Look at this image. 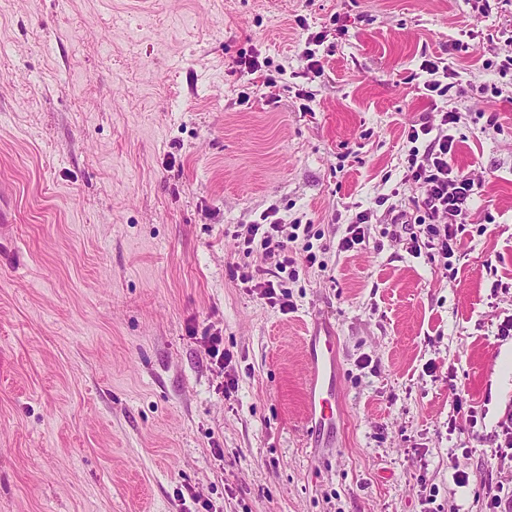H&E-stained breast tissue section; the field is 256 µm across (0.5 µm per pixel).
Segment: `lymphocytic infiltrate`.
<instances>
[{"label": "lymphocytic infiltrate", "mask_w": 512, "mask_h": 512, "mask_svg": "<svg viewBox=\"0 0 512 512\" xmlns=\"http://www.w3.org/2000/svg\"><path fill=\"white\" fill-rule=\"evenodd\" d=\"M456 112L442 113L439 125L427 123L409 127L406 139L411 149L406 156V180L425 185L423 198L413 201L411 210H398L392 215L395 224H418L410 233L408 249L413 254L430 251L443 259L454 257L460 244L459 234L464 232V221L476 191L473 179L456 172L448 158L454 151L455 140L447 134V127L460 122ZM426 141V148H418V141ZM275 208L261 213L258 221L242 225L236 237L244 250L261 246L267 255L276 257L280 269L297 270L298 266L311 267L317 261L315 253L298 254L296 235L282 237L281 225L275 219Z\"/></svg>", "instance_id": "obj_1"}]
</instances>
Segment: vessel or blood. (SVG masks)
Masks as SVG:
<instances>
[{
  "mask_svg": "<svg viewBox=\"0 0 512 512\" xmlns=\"http://www.w3.org/2000/svg\"><path fill=\"white\" fill-rule=\"evenodd\" d=\"M309 379L305 391L308 420L312 425L331 426L336 422L337 379L336 340L331 335H314L307 341Z\"/></svg>",
  "mask_w": 512,
  "mask_h": 512,
  "instance_id": "vessel-or-blood-1",
  "label": "vessel or blood"
}]
</instances>
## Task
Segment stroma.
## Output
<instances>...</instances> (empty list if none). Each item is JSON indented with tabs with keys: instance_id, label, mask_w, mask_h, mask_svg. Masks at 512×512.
Here are the masks:
<instances>
[{
	"instance_id": "1",
	"label": "stroma",
	"mask_w": 512,
	"mask_h": 512,
	"mask_svg": "<svg viewBox=\"0 0 512 512\" xmlns=\"http://www.w3.org/2000/svg\"><path fill=\"white\" fill-rule=\"evenodd\" d=\"M254 52L276 83L239 70ZM509 56L512 0H0V512H486L487 479L512 488L491 454L512 411ZM451 110L478 193L449 272L387 211L423 194L409 125ZM272 206L284 234L311 227L298 279L235 237ZM317 319L339 376L321 438ZM441 60V58L424 59L420 65L422 72H425L430 76V79L425 81L423 84L424 89L429 92H436L438 96H444L446 90H448V86L453 84L447 82L442 86L444 81L439 78H443L447 81L450 78L453 79L454 75L448 66ZM369 221L367 212H359L356 214L353 224H349L347 233L342 237L338 243L339 251L348 252L361 245L365 239V225ZM260 278V281L258 279ZM257 280L254 285H252L250 288H258L260 290V295L262 298H265L268 300V303L276 306L277 304L281 309H292L293 305L292 302L289 299V294H286L284 292L280 291V294L277 293L276 288H282L279 287L280 285L275 286L274 282L271 280H263L259 275H253L251 274H243L242 280L245 283L254 282V280ZM223 338L218 334H214L212 336H206L203 341V347L205 354L210 358L213 362L216 361L215 364L218 365V368L224 370L228 368L230 360V354L224 351V347L221 349ZM309 379L305 391V405L311 425L336 424L337 379L336 340L334 336H309L307 341Z\"/></svg>"
}]
</instances>
